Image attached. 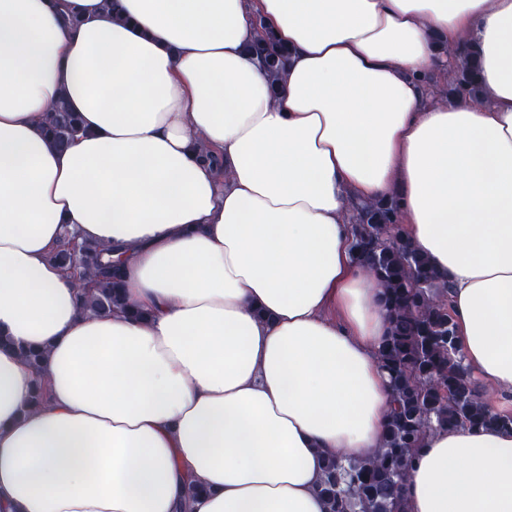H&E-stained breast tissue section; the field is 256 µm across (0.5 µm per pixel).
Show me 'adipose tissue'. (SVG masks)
Returning <instances> with one entry per match:
<instances>
[{
	"label": "adipose tissue",
	"instance_id": "1",
	"mask_svg": "<svg viewBox=\"0 0 512 512\" xmlns=\"http://www.w3.org/2000/svg\"><path fill=\"white\" fill-rule=\"evenodd\" d=\"M471 44L488 101L433 100L441 46ZM391 197L512 406V0H0V512H326L324 456L385 439L389 320L350 227ZM69 229L124 247L147 319L82 306ZM404 498L512 512V430L433 429ZM260 28L261 34L251 45V51L261 60L270 85L276 91L286 69L288 49L279 44L263 26ZM78 124L77 116L63 102H58L46 118L45 130L55 145L64 146L78 132Z\"/></svg>",
	"mask_w": 512,
	"mask_h": 512
}]
</instances>
